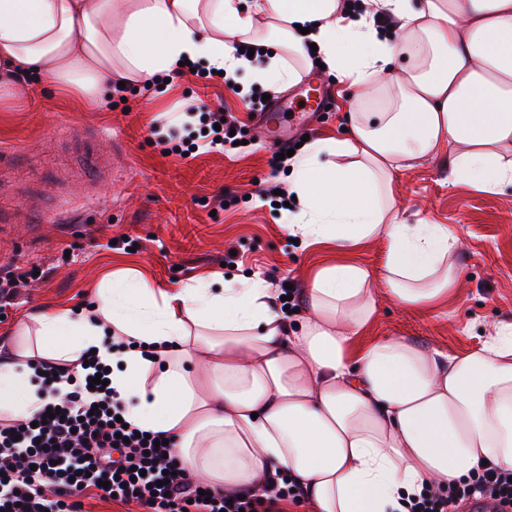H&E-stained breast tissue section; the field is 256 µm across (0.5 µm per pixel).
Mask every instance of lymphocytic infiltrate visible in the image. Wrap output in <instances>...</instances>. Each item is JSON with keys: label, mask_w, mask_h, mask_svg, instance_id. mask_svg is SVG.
<instances>
[{"label": "lymphocytic infiltrate", "mask_w": 512, "mask_h": 512, "mask_svg": "<svg viewBox=\"0 0 512 512\" xmlns=\"http://www.w3.org/2000/svg\"><path fill=\"white\" fill-rule=\"evenodd\" d=\"M45 410L33 419L0 423V512H78L77 496L136 503L144 512H258L263 502L301 503L292 482L274 476L263 492L241 490L237 500L201 484L182 469L173 445H156L123 427L127 409L111 386L89 385L74 370L48 364ZM69 391H60V383ZM512 512V470L490 467L477 485L422 489L406 512H448L472 500Z\"/></svg>", "instance_id": "f902f5d3"}]
</instances>
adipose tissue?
<instances>
[{
  "label": "adipose tissue",
  "mask_w": 512,
  "mask_h": 512,
  "mask_svg": "<svg viewBox=\"0 0 512 512\" xmlns=\"http://www.w3.org/2000/svg\"><path fill=\"white\" fill-rule=\"evenodd\" d=\"M244 41L261 55L239 56ZM311 43L356 94L348 136L295 160L288 220L340 253L385 240L382 267L322 268L296 330L259 280L159 294L141 279L91 314L45 305L0 356L8 419L46 400L40 361L74 365L93 349L120 361L112 389L132 426L172 437L186 472L227 493L279 473L312 512H405L422 487L512 469V325L454 355L364 337L377 284L421 309L459 279L458 237L401 223L393 173L444 152L457 180L512 184V0H0V103L28 72L92 104L183 60L290 85ZM112 336L129 344L122 359Z\"/></svg>",
  "instance_id": "ef3b65f1"
}]
</instances>
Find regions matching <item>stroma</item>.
Segmentation results:
<instances>
[{
	"label": "stroma",
	"instance_id": "35a3bbf8",
	"mask_svg": "<svg viewBox=\"0 0 512 512\" xmlns=\"http://www.w3.org/2000/svg\"><path fill=\"white\" fill-rule=\"evenodd\" d=\"M307 77L331 90L334 104L308 118L302 87L272 93L292 107L291 143L344 138L350 89L316 66ZM263 93L255 84L237 94L229 80L187 71L128 93L126 101L106 95L80 109L63 89L26 81L22 101L0 108V163L7 184L34 199L0 201L20 213L18 224L0 232V270L38 269L42 276L0 314V345L10 346L17 327L45 304L87 303L121 275L165 291L220 271L234 280L262 278L277 295L288 283L306 288L335 263L330 247L295 241L262 192L288 184L285 170L268 165L274 144L259 117ZM216 110L242 122L247 145L222 153L198 148L200 115ZM116 141L127 148L125 168L113 170L96 199H84L82 153L111 154ZM393 178L399 220L443 224L459 236L454 260L462 276L447 301L425 310H403L379 290L369 335L451 354L480 348L500 324L512 323V186L489 193L454 181L444 153Z\"/></svg>",
	"mask_w": 512,
	"mask_h": 512
}]
</instances>
